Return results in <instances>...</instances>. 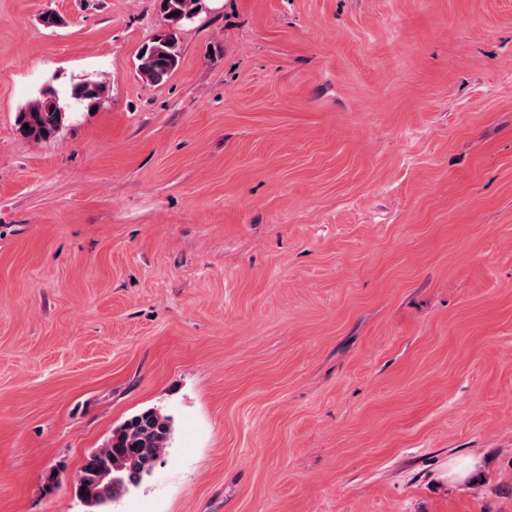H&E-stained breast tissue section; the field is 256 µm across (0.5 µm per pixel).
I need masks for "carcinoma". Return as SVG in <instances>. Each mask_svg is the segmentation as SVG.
I'll return each mask as SVG.
<instances>
[{"instance_id":"1","label":"carcinoma","mask_w":512,"mask_h":512,"mask_svg":"<svg viewBox=\"0 0 512 512\" xmlns=\"http://www.w3.org/2000/svg\"><path fill=\"white\" fill-rule=\"evenodd\" d=\"M157 6L165 19V29L143 45L137 57V71L151 85L165 82L178 68L179 35L194 19L198 2L157 0ZM105 91V83L98 81L74 83L63 96L49 86L19 109L15 117L16 130L33 142L53 139L68 118L63 101L91 110L100 106ZM172 434L170 417L156 408L142 410L113 429L105 445L87 457L82 471L93 475L101 466L122 459V483L118 486L100 484L95 486L94 495L80 497L87 512H102L112 501L139 487L160 462Z\"/></svg>"}]
</instances>
